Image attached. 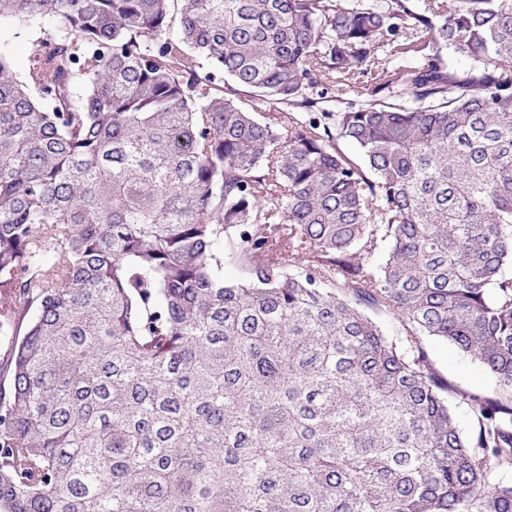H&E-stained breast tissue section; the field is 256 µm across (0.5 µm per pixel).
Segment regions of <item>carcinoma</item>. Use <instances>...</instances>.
Listing matches in <instances>:
<instances>
[{
	"label": "carcinoma",
	"instance_id": "obj_1",
	"mask_svg": "<svg viewBox=\"0 0 512 512\" xmlns=\"http://www.w3.org/2000/svg\"><path fill=\"white\" fill-rule=\"evenodd\" d=\"M47 16L0 52V512H512V0H0ZM55 20L45 18L36 28H20L8 22L0 25V47L13 58L17 71L23 72L28 65L29 42L42 34L52 32L55 28ZM41 28V29H40ZM428 349L436 368L457 385L475 391L491 389V382L480 367L466 362L447 343L429 339Z\"/></svg>",
	"mask_w": 512,
	"mask_h": 512
}]
</instances>
